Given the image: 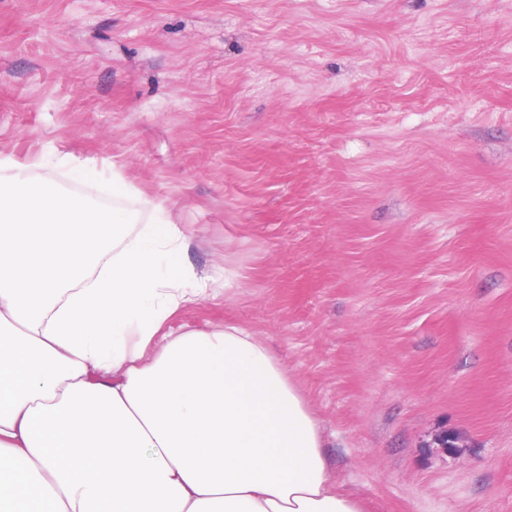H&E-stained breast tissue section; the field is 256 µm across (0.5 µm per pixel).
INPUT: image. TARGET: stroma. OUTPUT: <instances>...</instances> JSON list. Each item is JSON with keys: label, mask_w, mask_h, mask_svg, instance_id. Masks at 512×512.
<instances>
[{"label": "stroma", "mask_w": 512, "mask_h": 512, "mask_svg": "<svg viewBox=\"0 0 512 512\" xmlns=\"http://www.w3.org/2000/svg\"><path fill=\"white\" fill-rule=\"evenodd\" d=\"M0 152L163 201L233 274L169 329L273 346L368 512H512V0H0Z\"/></svg>", "instance_id": "stroma-1"}]
</instances>
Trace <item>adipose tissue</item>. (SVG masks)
Segmentation results:
<instances>
[{
  "label": "adipose tissue",
  "instance_id": "1",
  "mask_svg": "<svg viewBox=\"0 0 512 512\" xmlns=\"http://www.w3.org/2000/svg\"><path fill=\"white\" fill-rule=\"evenodd\" d=\"M111 184L107 209L0 154V512H366L265 342L164 331L231 276Z\"/></svg>",
  "mask_w": 512,
  "mask_h": 512
}]
</instances>
